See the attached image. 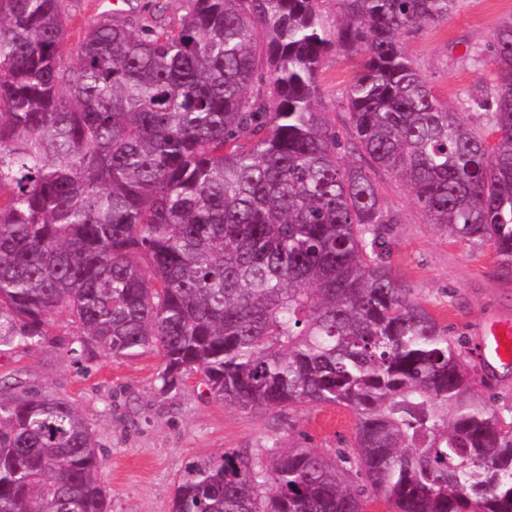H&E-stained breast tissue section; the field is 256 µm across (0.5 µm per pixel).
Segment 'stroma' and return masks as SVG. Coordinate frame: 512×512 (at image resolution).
<instances>
[{"instance_id":"obj_1","label":"stroma","mask_w":512,"mask_h":512,"mask_svg":"<svg viewBox=\"0 0 512 512\" xmlns=\"http://www.w3.org/2000/svg\"><path fill=\"white\" fill-rule=\"evenodd\" d=\"M512 18V0H459L447 19L402 34L400 42L441 96L451 102L492 85L491 62L464 61L466 46L490 43L499 24ZM360 56H330L321 73L320 107L337 129L349 125L341 100ZM385 207L391 262L399 277L452 336L476 352L485 329L512 317V276H504L491 247L453 241L427 224L406 184L374 171ZM43 346L0 351V389L21 387L68 400L90 422L104 453L99 473L112 512H171L178 474L186 462L226 449L313 448L330 455L348 447L354 418L343 408L306 405L247 414L215 400L199 373L162 392L153 353L133 360L83 350L67 316ZM496 407L512 408V364L475 361Z\"/></svg>"}]
</instances>
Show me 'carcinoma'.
Instances as JSON below:
<instances>
[{
    "instance_id": "cac0c4a2",
    "label": "carcinoma",
    "mask_w": 512,
    "mask_h": 512,
    "mask_svg": "<svg viewBox=\"0 0 512 512\" xmlns=\"http://www.w3.org/2000/svg\"><path fill=\"white\" fill-rule=\"evenodd\" d=\"M183 2L108 9L73 53L64 0H0V348L64 314L85 349L160 356L163 391L198 372L244 411L353 413L332 457L189 461L172 512H512V421L393 269L372 176L512 275V19L456 107L400 44L456 0ZM338 52L363 54L346 137L318 107ZM102 460L69 402L0 396V512H111Z\"/></svg>"
}]
</instances>
